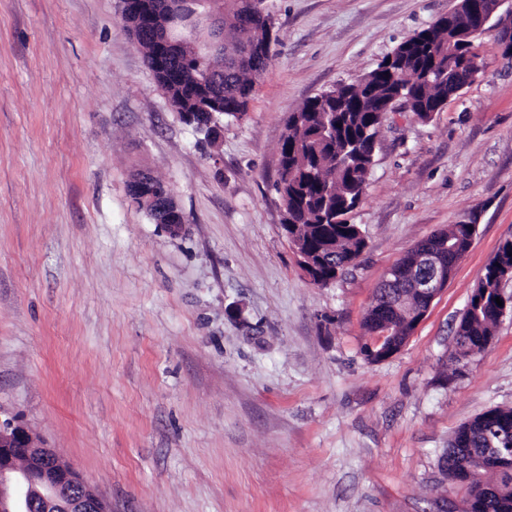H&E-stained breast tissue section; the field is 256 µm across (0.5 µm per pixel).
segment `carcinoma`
Listing matches in <instances>:
<instances>
[{
    "mask_svg": "<svg viewBox=\"0 0 512 512\" xmlns=\"http://www.w3.org/2000/svg\"><path fill=\"white\" fill-rule=\"evenodd\" d=\"M224 7V58L190 53L183 74L170 80L154 65L153 45L137 39L158 87L177 112L205 111L201 95L211 73L224 66V110L236 118L251 99L255 84L268 69L271 59L253 55L237 62L234 53L243 43L270 41L274 22L266 0H222ZM477 56L473 41L452 40L448 25L439 18L429 27L401 43L387 59L370 72L364 82L342 84L311 97L286 120L285 139L280 147V173L275 183L279 197L288 203V237L304 253L313 256L316 277L332 279L360 254L365 245L362 229L348 222L359 204L365 179L372 168L370 144L381 121L380 105L398 96L409 97V110L418 118L444 106L448 99V68L458 66L466 55ZM474 232L470 224H456L442 231L465 250ZM512 265V241L504 242L485 267L477 285L473 308L462 315L455 334L460 358L480 341L493 335L501 307L496 303L502 266ZM461 448L448 447L439 458L440 467L453 483L474 494L477 482L469 479L459 460L494 453V447L512 448V408H491L463 424L455 432ZM497 494L482 503L480 512H512V462L479 471Z\"/></svg>",
    "mask_w": 512,
    "mask_h": 512,
    "instance_id": "carcinoma-1",
    "label": "carcinoma"
}]
</instances>
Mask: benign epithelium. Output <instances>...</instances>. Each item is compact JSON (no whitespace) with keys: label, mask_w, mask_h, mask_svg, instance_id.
I'll return each instance as SVG.
<instances>
[{"label":"benign epithelium","mask_w":512,"mask_h":512,"mask_svg":"<svg viewBox=\"0 0 512 512\" xmlns=\"http://www.w3.org/2000/svg\"><path fill=\"white\" fill-rule=\"evenodd\" d=\"M504 4L512 15V0H478L476 3L458 0L446 18L451 23L457 14L467 15V28L458 36L459 40L467 41L478 35ZM154 6L155 12L163 14L167 22L160 31L149 21L145 31L168 62L181 59L184 44L189 42L181 31L187 30L196 36L201 28L213 22L211 18L177 11L170 0H154ZM459 69L465 73L463 79L449 85L450 96L458 94L465 82L476 78L479 64L474 58L463 62ZM134 183L135 203L152 212L169 235H181L185 231V219L174 194L148 188L153 183L149 172L137 174ZM462 257L455 244L431 235L416 244L412 261L388 269L382 281L384 287L400 288L410 283L420 295L421 304L410 310L408 321L412 326L418 325L434 299L448 286ZM390 317L389 311L380 310L375 314V322L381 330L373 336L370 346L372 352L384 359L398 352L390 342ZM0 512H112V509L56 452L39 444L24 424L0 409Z\"/></svg>","instance_id":"obj_1"}]
</instances>
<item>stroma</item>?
<instances>
[{"label":"stroma","mask_w":512,"mask_h":512,"mask_svg":"<svg viewBox=\"0 0 512 512\" xmlns=\"http://www.w3.org/2000/svg\"><path fill=\"white\" fill-rule=\"evenodd\" d=\"M456 0H267L278 54L247 114L199 140L127 34L120 0H0V409L112 512H435L438 459L512 407V312L480 354L455 328L512 240V57L422 120L396 105L350 223L366 246L309 281L274 190L289 112L375 69ZM147 170L185 217L131 199ZM471 224L445 290L394 356L365 313L387 270Z\"/></svg>","instance_id":"obj_1"}]
</instances>
